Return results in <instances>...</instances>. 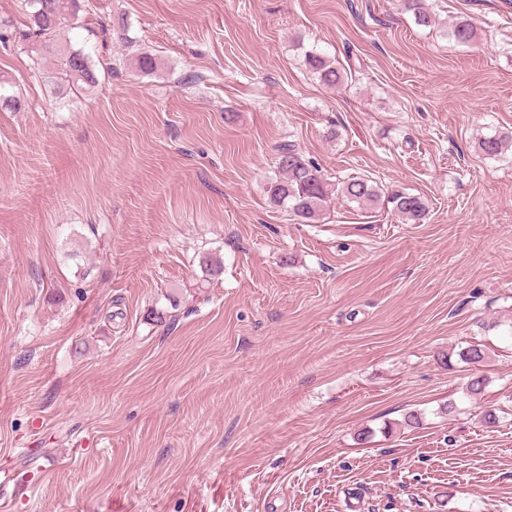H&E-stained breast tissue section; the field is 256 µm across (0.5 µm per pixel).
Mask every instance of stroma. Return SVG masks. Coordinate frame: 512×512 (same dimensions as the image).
Returning a JSON list of instances; mask_svg holds the SVG:
<instances>
[{
	"label": "stroma",
	"mask_w": 512,
	"mask_h": 512,
	"mask_svg": "<svg viewBox=\"0 0 512 512\" xmlns=\"http://www.w3.org/2000/svg\"><path fill=\"white\" fill-rule=\"evenodd\" d=\"M429 3L86 0L88 94L0 43L9 512H512V147L476 145L512 132V0ZM284 143L426 221L298 223L267 192ZM305 65L321 82L328 86H342L347 83L348 73L336 66V61L314 51L306 52ZM393 212L406 224H420L426 219L429 206L424 197L409 192L395 191L384 196Z\"/></svg>",
	"instance_id": "stroma-1"
}]
</instances>
